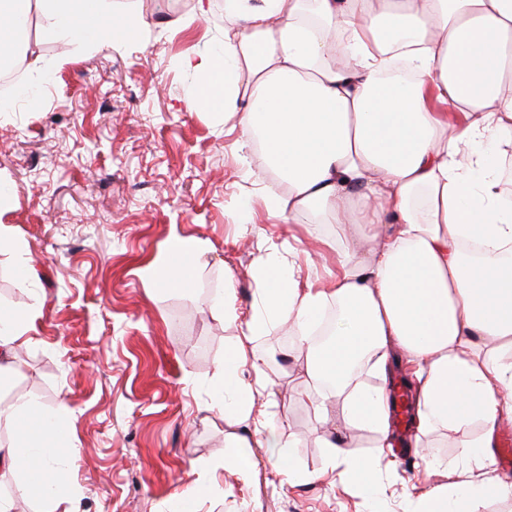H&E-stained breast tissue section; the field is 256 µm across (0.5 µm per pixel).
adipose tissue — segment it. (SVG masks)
I'll list each match as a JSON object with an SVG mask.
<instances>
[{
  "label": "adipose tissue",
  "instance_id": "ef3b65f1",
  "mask_svg": "<svg viewBox=\"0 0 512 512\" xmlns=\"http://www.w3.org/2000/svg\"><path fill=\"white\" fill-rule=\"evenodd\" d=\"M38 15L43 32L91 49L133 39L141 17L114 0H0V47L17 43ZM197 79L190 107L235 120L244 144H262L276 182L270 209L317 224H375L344 238L324 284L301 285L292 261L268 256L261 303L243 337L291 323L309 347L321 308L336 307L334 339L311 350L312 379L336 380L309 401L320 417L337 403L324 437V474L386 503L372 481L387 458V389L357 370L387 376L402 351L419 382L417 429L427 436L480 431L459 443L463 468L492 461L502 421L512 420V0H224L219 51L181 61ZM38 310L0 311V379L31 344ZM241 360L224 365L215 404L251 412L269 394L263 371L243 384ZM0 470L27 493L69 512L64 472L67 409L38 411L27 397L0 405ZM371 433L360 455L351 434ZM488 496L512 499V479L461 480L421 497L423 512H469Z\"/></svg>",
  "mask_w": 512,
  "mask_h": 512
}]
</instances>
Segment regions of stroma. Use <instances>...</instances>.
Here are the masks:
<instances>
[{"instance_id":"stroma-1","label":"stroma","mask_w":512,"mask_h":512,"mask_svg":"<svg viewBox=\"0 0 512 512\" xmlns=\"http://www.w3.org/2000/svg\"><path fill=\"white\" fill-rule=\"evenodd\" d=\"M141 14L132 43L105 50L45 39L32 23L21 66L29 93L0 100V222L33 262L20 281L15 254L0 250V309H41L40 341L24 350L9 391L50 409L69 407L70 512H168L205 483L201 512H369L351 483L321 479L319 422L303 403L313 389L292 331L246 345L244 382L259 362L276 393L268 427L300 439L298 478L244 426L212 404L224 362L257 306L254 277L273 251L294 249L302 272L325 277L337 264L336 227L273 215L258 191L270 172L261 151L241 149L221 114L188 109L195 78L187 56L224 39L219 9L196 0H117ZM248 203L253 234L236 209ZM205 245L190 284L150 278L172 243ZM234 288L238 322L214 300ZM389 512H421L417 493L455 482L425 470L392 433Z\"/></svg>"}]
</instances>
